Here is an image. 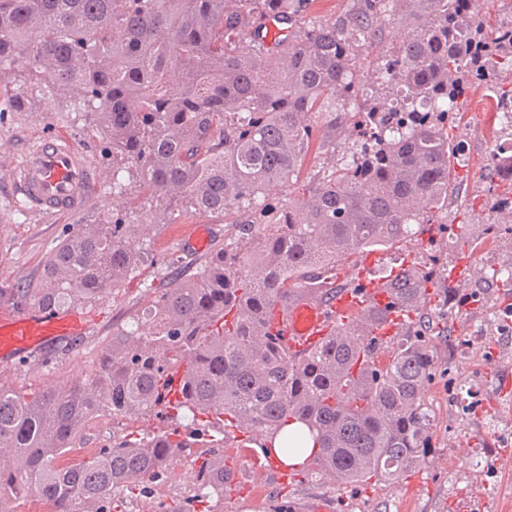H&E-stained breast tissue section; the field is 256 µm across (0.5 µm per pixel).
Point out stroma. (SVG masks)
Wrapping results in <instances>:
<instances>
[{
	"mask_svg": "<svg viewBox=\"0 0 512 512\" xmlns=\"http://www.w3.org/2000/svg\"><path fill=\"white\" fill-rule=\"evenodd\" d=\"M495 81L511 82L512 72L501 71L493 81H473L458 103L453 134L462 160L443 230L433 240L401 246L408 259H433L452 268L460 260L453 238L461 230L476 241L469 256L485 272L483 278L453 288L450 304L432 313L435 372L425 394L435 413V427L426 473L357 484L325 475L303 476L283 485L274 477L260 476L254 453L230 438L226 445L236 485L222 504L208 503L209 512H311L319 504L329 512H451V501L476 483L489 498L490 512H512V392L503 390L506 379L512 378V287L501 275L512 268V235H484L486 225L498 220L490 207L491 181L485 165L490 144L502 138L506 127L490 96ZM35 131L70 135L91 165L107 179L112 175V156L101 133L75 103L52 97L40 84L33 86L26 112L12 111L6 97L0 96V289L37 281L48 252L62 238L81 225L124 212V198L114 195L108 183L86 212L66 220L36 217L16 206L14 188L4 176L11 162L9 147L31 144ZM472 204L479 206L478 216H471ZM141 221L148 229L133 236L129 245L134 250L148 246L151 259L139 275L96 301L76 302L86 318L85 333L6 367L7 386L50 390L86 378L97 368L113 328L140 315L179 268L195 267L204 259V252L192 250L188 242L196 225H208L213 245L237 235L236 226L220 217L188 213L174 223L155 225L145 210ZM167 424V419L153 414L92 421L82 430L72 455L79 458L111 446L114 437L132 430L157 431ZM197 454V449H189L158 479L135 490L116 491L112 512H174L196 501Z\"/></svg>",
	"mask_w": 512,
	"mask_h": 512,
	"instance_id": "obj_1",
	"label": "stroma"
}]
</instances>
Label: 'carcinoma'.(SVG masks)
Instances as JSON below:
<instances>
[{"instance_id":"obj_1","label":"carcinoma","mask_w":512,"mask_h":512,"mask_svg":"<svg viewBox=\"0 0 512 512\" xmlns=\"http://www.w3.org/2000/svg\"><path fill=\"white\" fill-rule=\"evenodd\" d=\"M467 0H355L325 21L303 16L305 0H0V91L13 110L29 105L32 80L97 116L112 153V193L135 183L154 203L155 224L181 213L221 215L238 225L198 270L172 279L135 327L112 330L99 366L63 390L22 393L0 386V512L39 497L53 512H111L112 493L160 475L207 436L222 448L234 429L268 449L303 425L317 450L306 474L328 466L340 480L393 481L429 453L434 416L424 399L432 373L419 314L435 264L403 257L385 269L389 302L374 322L396 326L362 351L331 337L293 356L263 330L283 295L336 290V269L354 253L390 252L435 223L455 189L458 144L452 105L468 78H481L485 22ZM400 13L408 36L383 56L390 76L357 111L356 62L377 40L378 21ZM512 65V33L493 31ZM26 59L28 77L13 63ZM512 110V85L492 92ZM353 128L352 160L336 165V135ZM324 167L288 202L267 187L292 182L313 139ZM512 188V155L490 158ZM502 223L512 196L495 194ZM140 225L86 224L61 239L22 306L92 301L134 277L142 256L128 235ZM184 371L182 399L166 395ZM173 409L188 421L58 465L100 412L135 418ZM198 457L199 502L224 500L232 468Z\"/></svg>"}]
</instances>
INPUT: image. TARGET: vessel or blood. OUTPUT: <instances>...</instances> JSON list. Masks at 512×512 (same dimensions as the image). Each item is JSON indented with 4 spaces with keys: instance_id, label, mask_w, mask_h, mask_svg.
Returning <instances> with one entry per match:
<instances>
[{
    "instance_id": "b4317fda",
    "label": "vessel or blood",
    "mask_w": 512,
    "mask_h": 512,
    "mask_svg": "<svg viewBox=\"0 0 512 512\" xmlns=\"http://www.w3.org/2000/svg\"><path fill=\"white\" fill-rule=\"evenodd\" d=\"M8 178L20 205L40 217L81 213L103 184L100 172L65 135L46 137L27 147ZM374 261V256H362L354 266L340 268L336 280L341 287L336 292L305 294L275 309L271 332L278 343L289 353L301 355L340 329L358 345L379 336L371 312L387 302L383 286H371L361 297L344 286L345 281L362 278ZM84 329L81 316L66 310L18 311L0 305V363H13Z\"/></svg>"
}]
</instances>
